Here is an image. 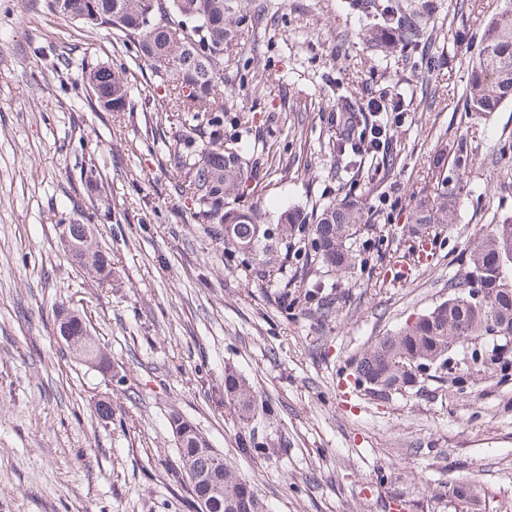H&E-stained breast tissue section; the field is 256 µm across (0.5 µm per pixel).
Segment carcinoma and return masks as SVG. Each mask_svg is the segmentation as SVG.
<instances>
[{
  "label": "carcinoma",
  "mask_w": 512,
  "mask_h": 512,
  "mask_svg": "<svg viewBox=\"0 0 512 512\" xmlns=\"http://www.w3.org/2000/svg\"><path fill=\"white\" fill-rule=\"evenodd\" d=\"M47 0L53 12L77 17L91 28L117 31L133 43L139 57L150 66L152 75L165 87L155 110L165 121L188 117L195 122L194 134L176 135L174 167L183 174L174 190L190 200L194 223L210 225L211 235L243 253L253 255L258 264L264 257L288 244V232L300 223L298 212L288 209L279 216L277 233L263 224L255 206H243V185L250 173L242 156L224 151V41L229 28L225 0ZM350 7L372 16L377 22L365 39L385 53L398 48L391 39L395 31L407 42L424 37V27L414 15L406 14L395 0H350ZM99 107L105 112H124L130 102L125 72L97 65L85 73ZM512 99V0L491 16L482 47L472 60L467 94L469 111L493 112ZM458 193L442 177L434 197L421 200L412 213V223L424 229L451 224L458 207ZM364 207L350 197L316 210L312 248L321 262L337 270L353 263L348 246L350 236L364 223ZM92 218L85 224L67 225L73 241L88 239L87 251L75 254V262L102 285L112 282L109 253L93 244ZM477 276L488 290L487 308L448 306L442 301L421 314L416 321L379 339L356 362L358 380L378 395H386L414 383L417 376L400 371L399 364L431 359L434 368L448 362V336L455 330L470 336L483 334L489 318L512 336V216L499 220L474 242L464 277L448 281V297L460 295ZM315 299L306 290L295 295L280 294L283 309L301 308ZM58 330L66 331L72 342L69 352L85 364L100 368L110 365L87 324L75 310H67ZM512 365V348L491 347L481 366L503 370ZM224 396L234 402L242 424L254 418L257 399L251 385L236 374L224 376ZM178 440V454L193 493L194 507L204 503L206 512H265L263 503L244 478L224 465V458L210 447L205 437L175 415L170 420Z\"/></svg>",
  "instance_id": "obj_1"
}]
</instances>
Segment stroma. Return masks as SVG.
I'll list each match as a JSON object with an SVG mask.
<instances>
[{"label": "stroma", "mask_w": 512, "mask_h": 512, "mask_svg": "<svg viewBox=\"0 0 512 512\" xmlns=\"http://www.w3.org/2000/svg\"><path fill=\"white\" fill-rule=\"evenodd\" d=\"M430 3L424 39L387 56L349 0H226L224 146L251 168L245 203L272 229L287 209L307 218L349 194L369 215L350 273L315 258L306 222L263 278L177 198L172 133L154 110L164 90L134 45L44 0H0V512H194L174 413L266 512H512V373L447 375L386 399L352 377L379 338L447 299L475 239L512 214V101L476 114L464 100L503 0ZM98 63L124 68L127 111L100 110L83 80ZM348 101L385 126L384 149L339 152ZM89 163L106 192L81 181ZM441 174L460 203L419 258L410 216ZM88 218L112 257L108 286L64 247L62 225ZM285 289L336 305L326 317L313 303L287 311ZM62 306L83 316L111 374L59 341ZM228 370L266 405L251 430L224 398ZM248 438L267 454L245 453ZM460 485L464 503L450 495Z\"/></svg>", "instance_id": "stroma-1"}]
</instances>
